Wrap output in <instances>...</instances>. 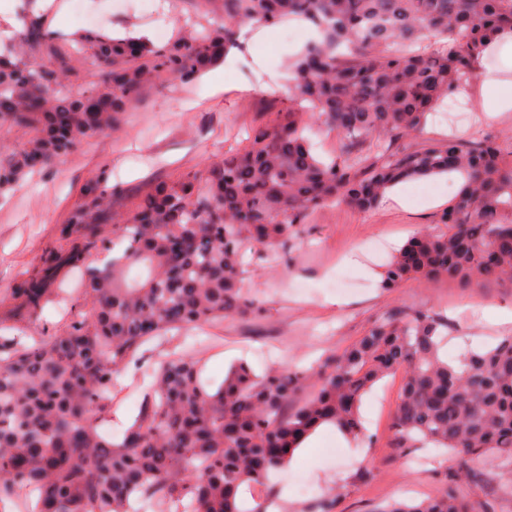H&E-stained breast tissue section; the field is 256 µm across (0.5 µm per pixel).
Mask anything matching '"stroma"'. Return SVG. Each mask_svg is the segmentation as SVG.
Masks as SVG:
<instances>
[{
    "label": "stroma",
    "instance_id": "obj_1",
    "mask_svg": "<svg viewBox=\"0 0 512 512\" xmlns=\"http://www.w3.org/2000/svg\"><path fill=\"white\" fill-rule=\"evenodd\" d=\"M159 19L144 20L135 0H88L86 8L108 32L149 30L162 44L190 29L220 20L198 0H161ZM288 24L252 30L243 50L231 51L220 69L223 91L211 92L205 80L189 85H154L125 113L120 125L96 136L48 170L28 175L23 186L0 198V294H6L56 238L88 184L109 174L115 187L114 213L128 212L155 185L180 173L203 169L240 149L252 128L269 120L288 96V69L309 38L287 41ZM479 77L469 89L471 113L455 125L428 121L400 140L403 148L456 133L465 140L491 137L512 143V112L487 117L484 102L494 82L512 86V70H498L482 58ZM459 187L449 176L403 184L404 202L385 197L364 212L331 204L307 214L296 237L266 251L247 268V282L261 300L259 311L193 330L169 343L158 339L152 352L170 345L205 346L224 339L219 354L207 356L202 380L216 388L229 367L247 361L255 372L285 363L304 371L330 352L351 346L384 313L435 312L448 324L443 357L457 361L472 348L492 345L512 332V323L488 321L485 309L512 311V284L485 282L468 288L445 280H409L393 291L382 287V273L394 252L424 226H436ZM133 371L116 375L125 397L117 401L108 429L120 439L139 412L142 393ZM401 375L379 382L362 406L365 432L340 440L322 434L311 448L294 455L278 482V512H308L326 493L340 495L341 512H375L394 500L427 497L444 485V468L424 461V453L395 445L391 428L401 391ZM481 481L468 486L472 504L495 497L497 512H512V464L496 461L482 468Z\"/></svg>",
    "mask_w": 512,
    "mask_h": 512
}]
</instances>
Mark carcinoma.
<instances>
[{
  "mask_svg": "<svg viewBox=\"0 0 512 512\" xmlns=\"http://www.w3.org/2000/svg\"><path fill=\"white\" fill-rule=\"evenodd\" d=\"M224 21L165 45L130 35L78 36L87 84L26 0L15 51L0 53V128L30 136L0 149V193L20 187L120 117L155 84L186 85L241 47L242 27L309 22L319 39L294 59L288 108L256 127L224 162L161 182L126 216L112 215L108 178L81 201L0 299V509L31 512H267L270 474L301 438L331 424L362 433L360 407L379 380L403 374L393 416L397 446L432 445L451 464L441 493L379 512H472L464 487L475 463H512V334L452 367L439 357L445 323L430 311L388 313L312 372L286 364L257 376L244 362L213 392L200 381L194 349L152 357L147 344L171 331L222 323L260 310L246 286L245 248L284 245L301 219L328 203L368 210L392 187L436 175L463 176L441 213L443 230L408 240L385 270L383 288L417 279L512 281V150L454 137L414 149L393 143L417 131L444 99L472 83L488 45L512 33V0H204ZM452 42L415 51L423 38ZM323 121L352 145L387 146L353 159L318 155L305 136ZM145 263L148 274L130 279ZM73 299L69 324L22 345L3 331ZM148 368L140 410L115 443L117 373ZM314 380V394L288 409ZM265 488L242 508L243 485ZM331 492L311 512H337Z\"/></svg>",
  "mask_w": 512,
  "mask_h": 512,
  "instance_id": "obj_1",
  "label": "carcinoma"
}]
</instances>
